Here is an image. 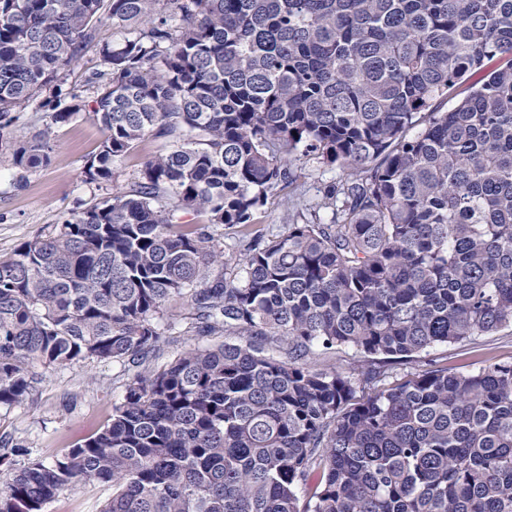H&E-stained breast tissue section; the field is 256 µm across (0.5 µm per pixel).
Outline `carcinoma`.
<instances>
[{
  "mask_svg": "<svg viewBox=\"0 0 512 512\" xmlns=\"http://www.w3.org/2000/svg\"><path fill=\"white\" fill-rule=\"evenodd\" d=\"M107 23L125 36L86 79L104 138L85 180L166 144L0 258V406L167 331L224 343L129 378L97 433L0 481V512L95 482L99 512H512V362L393 373L512 327V0H0V122L46 114L0 143L19 180L82 115L60 76ZM304 159L342 171L314 202ZM14 114L18 116V120L3 130V143L9 142L18 146L43 128V124H45V112L37 111L33 105L18 109Z\"/></svg>",
  "mask_w": 512,
  "mask_h": 512,
  "instance_id": "1",
  "label": "carcinoma"
}]
</instances>
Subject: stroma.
I'll return each mask as SVG.
<instances>
[{
    "mask_svg": "<svg viewBox=\"0 0 512 512\" xmlns=\"http://www.w3.org/2000/svg\"><path fill=\"white\" fill-rule=\"evenodd\" d=\"M121 33L112 26H99L95 40L79 60L63 74L62 90L83 89L85 102H93L92 91L84 90L85 78L100 63L103 45L119 41ZM103 139L100 125L80 118L55 130L52 161L49 165L19 177L16 169L0 168V258L10 256L23 242L48 235L74 209H84L102 198L126 190L143 158L153 151L145 143L118 164L119 178L97 185L86 182L87 158ZM442 357L449 368L473 371L494 361H512V328L476 337L463 344L442 345L421 354L408 366L397 367V375L426 369L430 357ZM133 363L87 360L62 369L43 371L33 397L10 408L0 407V439L26 445L32 456L53 463L66 448L95 434L112 416ZM108 487L88 484L62 492L48 503L44 512H99L109 495Z\"/></svg>",
    "mask_w": 512,
    "mask_h": 512,
    "instance_id": "obj_1",
    "label": "stroma"
}]
</instances>
